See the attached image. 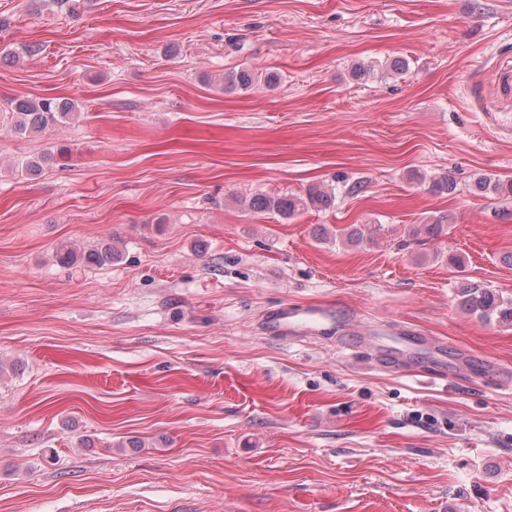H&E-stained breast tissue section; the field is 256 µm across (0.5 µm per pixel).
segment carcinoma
<instances>
[{
    "instance_id": "obj_1",
    "label": "carcinoma",
    "mask_w": 512,
    "mask_h": 512,
    "mask_svg": "<svg viewBox=\"0 0 512 512\" xmlns=\"http://www.w3.org/2000/svg\"><path fill=\"white\" fill-rule=\"evenodd\" d=\"M93 2L94 0H40V5L63 6L69 13L77 16L83 11V6H91ZM276 81L277 74L274 72L263 75L242 69L224 77V87L248 90L258 84L271 86ZM10 108L11 112L6 117L0 113V128L3 127L21 138L41 134L76 115V104L68 101L59 102L54 98L36 100L18 97L11 102ZM69 158L70 150L63 146L58 147L34 159H26L22 163V170L27 174H35L47 165L66 161ZM471 189L478 195H493L506 201L512 200V181L504 182L486 174L474 177ZM331 203V195L320 189L310 188L304 196L293 193L257 195L252 198L250 209L256 213L290 220L310 208H327ZM340 237L355 245L374 243V239L366 236L355 224L340 234ZM89 257L99 265H108L120 258V251L108 243L92 250ZM457 297L459 306L465 313L488 323L495 322L505 328H512V297H505L479 282L469 280L458 288Z\"/></svg>"
}]
</instances>
